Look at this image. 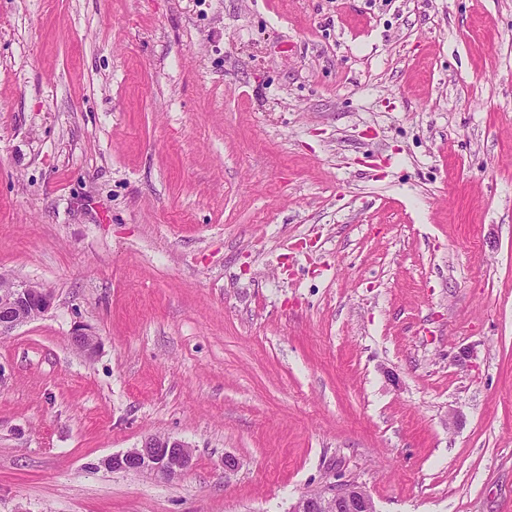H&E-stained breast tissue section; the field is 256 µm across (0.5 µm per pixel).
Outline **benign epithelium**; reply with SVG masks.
Returning <instances> with one entry per match:
<instances>
[{
  "label": "benign epithelium",
  "instance_id": "1",
  "mask_svg": "<svg viewBox=\"0 0 512 512\" xmlns=\"http://www.w3.org/2000/svg\"><path fill=\"white\" fill-rule=\"evenodd\" d=\"M53 302V294L36 284L11 282L0 290V335L10 334L46 312ZM72 344L92 355L98 349V340L83 328L74 330ZM192 447L169 436L149 435L141 444L104 461L113 470L146 472L161 479L180 475L191 464ZM289 512H377L375 503L365 487L355 481L341 482L302 495Z\"/></svg>",
  "mask_w": 512,
  "mask_h": 512
}]
</instances>
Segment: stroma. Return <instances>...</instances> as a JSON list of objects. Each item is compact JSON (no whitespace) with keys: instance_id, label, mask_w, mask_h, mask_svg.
Wrapping results in <instances>:
<instances>
[{"instance_id":"1","label":"stroma","mask_w":512,"mask_h":512,"mask_svg":"<svg viewBox=\"0 0 512 512\" xmlns=\"http://www.w3.org/2000/svg\"><path fill=\"white\" fill-rule=\"evenodd\" d=\"M1 273L0 512H512V0H0ZM5 275L0 276V335L10 334L18 326L25 324L46 312L53 294L39 285L25 282H11ZM192 447L169 436L149 435L140 446L113 454L104 461L112 470L146 472L161 479L180 475L191 464ZM289 512H378L362 484L346 481L302 495Z\"/></svg>"}]
</instances>
